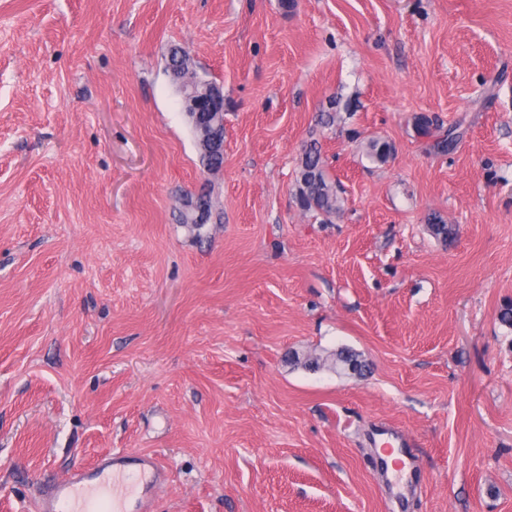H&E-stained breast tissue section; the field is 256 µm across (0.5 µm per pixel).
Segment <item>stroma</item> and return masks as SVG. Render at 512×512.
I'll list each match as a JSON object with an SVG mask.
<instances>
[{
  "mask_svg": "<svg viewBox=\"0 0 512 512\" xmlns=\"http://www.w3.org/2000/svg\"><path fill=\"white\" fill-rule=\"evenodd\" d=\"M175 46L224 90L213 173ZM508 302L512 0H0V512L120 449L153 512H512ZM304 155L297 196L300 208L326 216L336 215L341 210V200L336 181L329 176L319 147L316 143L308 145Z\"/></svg>",
  "mask_w": 512,
  "mask_h": 512,
  "instance_id": "obj_1",
  "label": "stroma"
}]
</instances>
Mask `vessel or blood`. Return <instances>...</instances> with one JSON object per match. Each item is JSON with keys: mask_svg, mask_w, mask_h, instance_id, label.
Listing matches in <instances>:
<instances>
[{"mask_svg": "<svg viewBox=\"0 0 512 512\" xmlns=\"http://www.w3.org/2000/svg\"><path fill=\"white\" fill-rule=\"evenodd\" d=\"M133 462L150 482L164 484L168 472L155 455L118 450L102 457L93 468L76 470L47 484L36 502V512H145L142 500L118 502L100 493L105 473L125 474Z\"/></svg>", "mask_w": 512, "mask_h": 512, "instance_id": "vessel-or-blood-1", "label": "vessel or blood"}]
</instances>
